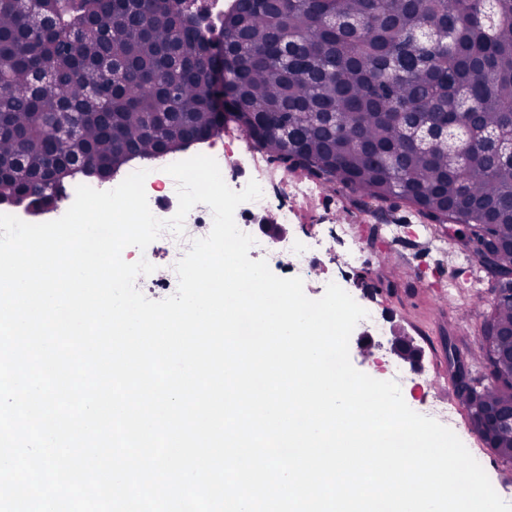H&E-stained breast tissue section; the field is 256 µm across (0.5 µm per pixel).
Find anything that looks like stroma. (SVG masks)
Instances as JSON below:
<instances>
[{"label": "stroma", "instance_id": "1", "mask_svg": "<svg viewBox=\"0 0 512 512\" xmlns=\"http://www.w3.org/2000/svg\"><path fill=\"white\" fill-rule=\"evenodd\" d=\"M340 215L369 243V258L343 277L341 255L333 253L305 278V289L322 291L328 283L340 281L379 320L377 330L360 327L351 334L349 355L357 370L378 380L398 381L405 402L420 414L434 400L454 399L448 349L457 346L472 376L482 378L480 327L492 305V289L473 287L479 270L467 259L430 248V234L411 207L399 203L391 208L396 233L391 240L386 235L390 223L379 219L377 204L340 184L323 187L314 203L301 205L300 219L288 225V235L305 237L318 225L335 223ZM396 326L421 347L419 370H411L393 354L391 331Z\"/></svg>", "mask_w": 512, "mask_h": 512}]
</instances>
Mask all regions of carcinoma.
Returning <instances> with one entry per match:
<instances>
[{"label":"carcinoma","instance_id":"obj_1","mask_svg":"<svg viewBox=\"0 0 512 512\" xmlns=\"http://www.w3.org/2000/svg\"><path fill=\"white\" fill-rule=\"evenodd\" d=\"M77 16L84 40L66 28L39 30L40 14ZM232 53L224 63V108L213 105L198 30L166 0H0V200L43 206L59 194L72 156L114 174L122 149L148 158L188 132L231 115L250 142L287 170L342 184L380 205L402 202L431 227L466 225L452 247L495 285L512 276V163L495 161L480 137L512 131V0H288L270 11L238 0L224 19ZM124 66L104 81L99 60ZM51 73L49 95L32 77ZM69 103L82 134L61 140L42 123ZM172 112L161 118L157 113ZM446 122L453 137L424 148L405 135L408 114ZM288 122L283 142L276 126ZM27 158L28 174L15 167ZM512 328V299L492 306L483 330ZM491 385L453 380L468 418L496 457L512 465V438L483 428L487 407L512 406V363L483 359Z\"/></svg>","mask_w":512,"mask_h":512}]
</instances>
